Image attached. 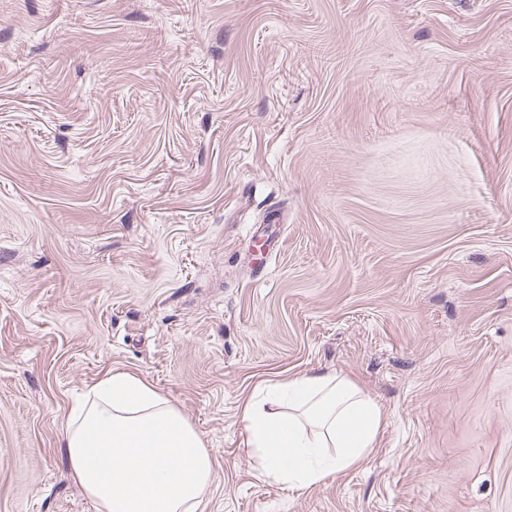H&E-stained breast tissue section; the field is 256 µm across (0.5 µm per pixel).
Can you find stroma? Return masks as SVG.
<instances>
[{
    "label": "stroma",
    "mask_w": 512,
    "mask_h": 512,
    "mask_svg": "<svg viewBox=\"0 0 512 512\" xmlns=\"http://www.w3.org/2000/svg\"><path fill=\"white\" fill-rule=\"evenodd\" d=\"M113 370L215 454L206 512H512V0H0V512ZM354 379L384 431L292 490L242 400Z\"/></svg>",
    "instance_id": "1"
}]
</instances>
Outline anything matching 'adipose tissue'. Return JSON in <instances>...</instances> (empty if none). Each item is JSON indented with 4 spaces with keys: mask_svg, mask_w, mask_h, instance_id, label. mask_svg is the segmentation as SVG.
<instances>
[{
    "mask_svg": "<svg viewBox=\"0 0 512 512\" xmlns=\"http://www.w3.org/2000/svg\"><path fill=\"white\" fill-rule=\"evenodd\" d=\"M260 473L306 489L358 466L383 413L346 377L307 373L249 394L242 408ZM61 448L98 512H205L214 456L202 433L144 377L109 373L71 409Z\"/></svg>",
    "mask_w": 512,
    "mask_h": 512,
    "instance_id": "adipose-tissue-1",
    "label": "adipose tissue"
}]
</instances>
